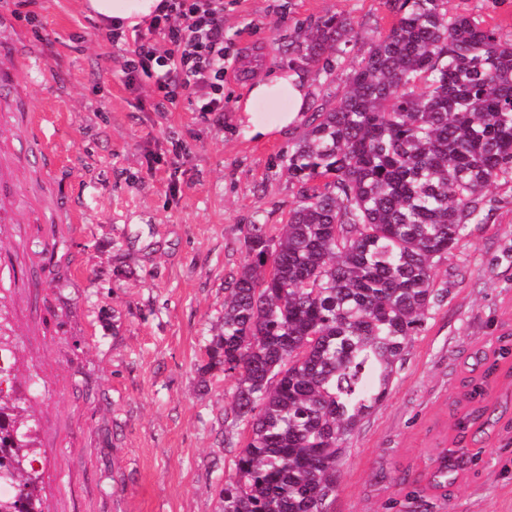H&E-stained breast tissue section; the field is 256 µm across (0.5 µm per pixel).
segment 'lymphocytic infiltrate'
I'll use <instances>...</instances> for the list:
<instances>
[{
  "mask_svg": "<svg viewBox=\"0 0 512 512\" xmlns=\"http://www.w3.org/2000/svg\"><path fill=\"white\" fill-rule=\"evenodd\" d=\"M150 25L167 28L171 47L161 53L142 35H134L126 74H158L164 99L172 105L191 90L205 88L200 111H223L224 0H163Z\"/></svg>",
  "mask_w": 512,
  "mask_h": 512,
  "instance_id": "lymphocytic-infiltrate-1",
  "label": "lymphocytic infiltrate"
}]
</instances>
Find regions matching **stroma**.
<instances>
[{
	"label": "stroma",
	"mask_w": 512,
	"mask_h": 512,
	"mask_svg": "<svg viewBox=\"0 0 512 512\" xmlns=\"http://www.w3.org/2000/svg\"><path fill=\"white\" fill-rule=\"evenodd\" d=\"M512 38V0H448ZM0 0V300L13 387L37 431L46 512H217L234 383L202 373L247 225L285 223L286 159L300 126L256 140L237 123L256 79L326 14L357 42L329 79L343 91L395 15L385 0H224V109L158 111V79H127L125 39L83 0ZM436 267L448 298L398 363L384 401L348 439L330 512H512V378H491L497 422L446 494L424 478L453 436L462 380L512 344V183L486 194Z\"/></svg>",
	"instance_id": "1"
}]
</instances>
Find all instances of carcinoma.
Segmentation results:
<instances>
[{"mask_svg": "<svg viewBox=\"0 0 512 512\" xmlns=\"http://www.w3.org/2000/svg\"><path fill=\"white\" fill-rule=\"evenodd\" d=\"M395 12L341 96L309 104L288 152L298 196L286 223L249 224L248 260L227 282L224 318L202 371L235 382L234 450L219 512H329L345 443L386 396L411 337L448 297L436 261L483 221L484 198L512 180V39L445 0H387ZM354 39L350 19L324 15L288 44L325 85ZM483 375L464 381L470 409L454 423L428 487L465 471L469 433L491 425L475 402L512 356L501 345ZM30 426L21 399L0 391V466L13 493L0 512H44L32 477L36 450L14 446Z\"/></svg>", "mask_w": 512, "mask_h": 512, "instance_id": "carcinoma-1", "label": "carcinoma"}]
</instances>
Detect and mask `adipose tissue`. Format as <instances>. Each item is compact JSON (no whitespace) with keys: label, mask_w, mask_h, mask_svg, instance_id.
Wrapping results in <instances>:
<instances>
[{"label":"adipose tissue","mask_w":512,"mask_h":512,"mask_svg":"<svg viewBox=\"0 0 512 512\" xmlns=\"http://www.w3.org/2000/svg\"><path fill=\"white\" fill-rule=\"evenodd\" d=\"M159 3L160 0H87V7L93 14L112 19L115 24L130 29L154 15ZM274 99L288 100V111L278 113L271 122L259 120L254 113L255 103ZM307 99L308 84L299 73L280 72L272 77L256 80L238 113V124L247 137L266 138L295 125Z\"/></svg>","instance_id":"obj_1"}]
</instances>
